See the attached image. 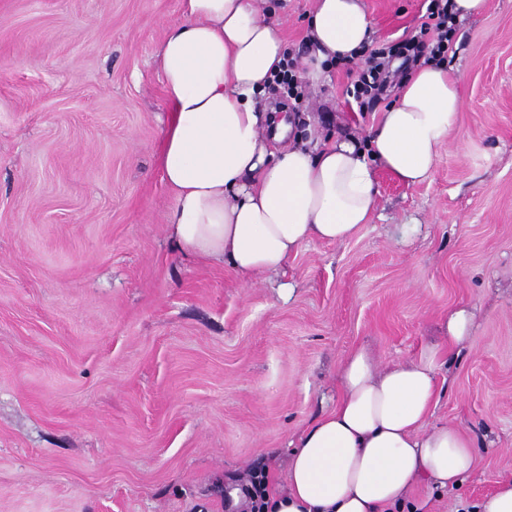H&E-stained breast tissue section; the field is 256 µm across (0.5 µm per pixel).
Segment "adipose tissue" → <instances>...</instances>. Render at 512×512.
Segmentation results:
<instances>
[{
	"instance_id": "adipose-tissue-1",
	"label": "adipose tissue",
	"mask_w": 512,
	"mask_h": 512,
	"mask_svg": "<svg viewBox=\"0 0 512 512\" xmlns=\"http://www.w3.org/2000/svg\"><path fill=\"white\" fill-rule=\"evenodd\" d=\"M270 0H183L182 22L159 44L170 112L158 150L174 204L170 238L181 251L224 263L242 280L282 270L312 240L339 243L369 223L378 171L422 183L447 145L461 106L460 75L415 69L366 139L328 138L261 108L287 52ZM300 57L320 81L326 63L372 43L361 0H316ZM341 395L293 444L286 485L254 512H401L415 482L460 487L474 444L459 429L424 423L438 396L436 366L379 368L365 350L340 369Z\"/></svg>"
}]
</instances>
